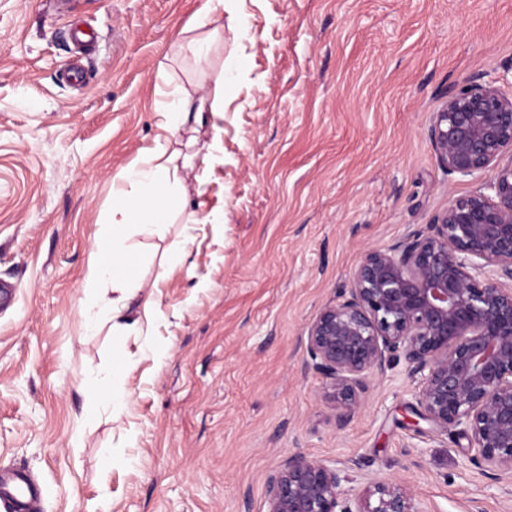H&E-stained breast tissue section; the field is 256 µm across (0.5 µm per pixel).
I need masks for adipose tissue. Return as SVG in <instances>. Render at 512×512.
Instances as JSON below:
<instances>
[{
  "label": "adipose tissue",
  "mask_w": 512,
  "mask_h": 512,
  "mask_svg": "<svg viewBox=\"0 0 512 512\" xmlns=\"http://www.w3.org/2000/svg\"><path fill=\"white\" fill-rule=\"evenodd\" d=\"M239 0H204L201 18L192 25L179 50L198 74H206L218 46L224 43V18L237 16ZM159 112L174 134H185L183 148L160 147L143 164L128 168L126 191L112 202L109 221L97 236L88 262L87 279L97 295L84 311L87 328L111 325L119 332H134L126 320L131 297L144 283L132 266L125 246L129 228L154 235L178 216L190 224H219L222 216L190 211L189 186H203L206 165L217 161L218 119L224 116V81L216 79L212 94L196 95L186 88L161 102Z\"/></svg>",
  "instance_id": "1"
}]
</instances>
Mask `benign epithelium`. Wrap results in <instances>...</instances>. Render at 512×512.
Masks as SVG:
<instances>
[{"label":"benign epithelium","mask_w":512,"mask_h":512,"mask_svg":"<svg viewBox=\"0 0 512 512\" xmlns=\"http://www.w3.org/2000/svg\"><path fill=\"white\" fill-rule=\"evenodd\" d=\"M428 138L444 173L474 189L429 224L366 250L351 288L306 328V352L337 404L360 413L370 378L404 359L416 415L469 440V461L512 476V93L477 73L448 94ZM347 470L293 454L266 483L267 512H425L401 481L348 494Z\"/></svg>","instance_id":"7a95c632"}]
</instances>
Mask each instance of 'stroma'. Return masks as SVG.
<instances>
[{"mask_svg":"<svg viewBox=\"0 0 512 512\" xmlns=\"http://www.w3.org/2000/svg\"><path fill=\"white\" fill-rule=\"evenodd\" d=\"M203 0H0V467L30 471L40 512H266L299 453L406 481L426 512H512V478L420 422L404 363L336 425L305 327L367 249L424 227L449 197L428 139L471 74L512 75V0H243L224 24V160L190 209L220 224L128 240L147 284L137 331H86V272L123 174L172 134L163 92ZM213 74L205 91L213 89ZM186 260H178L179 250ZM127 395L86 419L90 374Z\"/></svg>","mask_w":512,"mask_h":512,"instance_id":"obj_1","label":"stroma"}]
</instances>
